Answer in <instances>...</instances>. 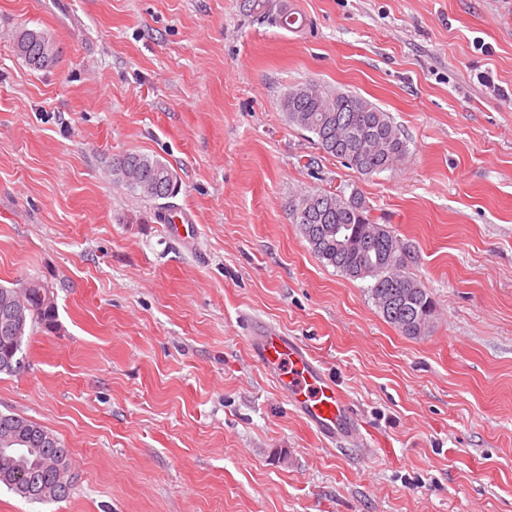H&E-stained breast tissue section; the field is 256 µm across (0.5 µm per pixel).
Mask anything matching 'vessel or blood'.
Returning <instances> with one entry per match:
<instances>
[{
    "mask_svg": "<svg viewBox=\"0 0 512 512\" xmlns=\"http://www.w3.org/2000/svg\"><path fill=\"white\" fill-rule=\"evenodd\" d=\"M249 351L305 423L329 445L356 438L359 421L323 363L295 337L253 320Z\"/></svg>",
    "mask_w": 512,
    "mask_h": 512,
    "instance_id": "b4317fda",
    "label": "vessel or blood"
}]
</instances>
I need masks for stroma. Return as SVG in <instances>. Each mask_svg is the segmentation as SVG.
I'll use <instances>...</instances> for the list:
<instances>
[{
  "mask_svg": "<svg viewBox=\"0 0 512 512\" xmlns=\"http://www.w3.org/2000/svg\"><path fill=\"white\" fill-rule=\"evenodd\" d=\"M270 2L294 29L241 0H0V284L42 279L58 309L0 413L74 476L0 512H512V0ZM24 27L54 67L16 55ZM310 80L388 112L405 163L311 173L279 106ZM127 152L176 172L195 236L113 183ZM339 186L414 252L425 335L291 224L290 196ZM250 314L320 359L362 443L325 449L252 360ZM243 9H245L248 15L253 16L256 20L271 21L272 23L283 27V28H291L298 21V17L294 16L292 13H288L287 11H278L277 13H272L271 8L269 6V1L265 0H243ZM14 48L16 54L26 64L37 70L53 67L58 59L55 43L43 32L35 29L22 28L15 35Z\"/></svg>",
  "mask_w": 512,
  "mask_h": 512,
  "instance_id": "35a3bbf8",
  "label": "stroma"
}]
</instances>
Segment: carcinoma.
Instances as JSON below:
<instances>
[{"instance_id": "carcinoma-1", "label": "carcinoma", "mask_w": 512, "mask_h": 512, "mask_svg": "<svg viewBox=\"0 0 512 512\" xmlns=\"http://www.w3.org/2000/svg\"><path fill=\"white\" fill-rule=\"evenodd\" d=\"M248 15L290 28L298 18L292 13H272L267 0H243ZM16 54L37 70L53 67L58 59L55 43L43 32L23 28L15 35ZM288 123L308 132L321 153L341 160L364 175L393 169L405 158L408 146L389 113L353 93L331 92L315 83L296 85L280 99ZM114 182L147 200L165 201L163 209L175 212L172 198L180 192L177 174L169 165L147 154L125 153L112 162ZM292 223L325 265L351 279L371 280V298L388 323L406 336H419L428 327L436 302L432 293L406 272L413 262L411 251L393 230L377 223L362 196L345 188L297 193L288 202ZM28 287L16 296L26 314L27 326L46 330L55 326L56 313L42 307L39 293L43 281L30 278ZM29 335L22 333L15 345L16 366L0 369L15 375L26 367L24 348ZM9 422L26 430L42 455L72 460L70 449L45 426L13 415ZM70 478L53 467H24L10 482L0 481L13 494L34 502H57L70 496ZM33 484L44 489L39 496H27L22 489Z\"/></svg>"}]
</instances>
